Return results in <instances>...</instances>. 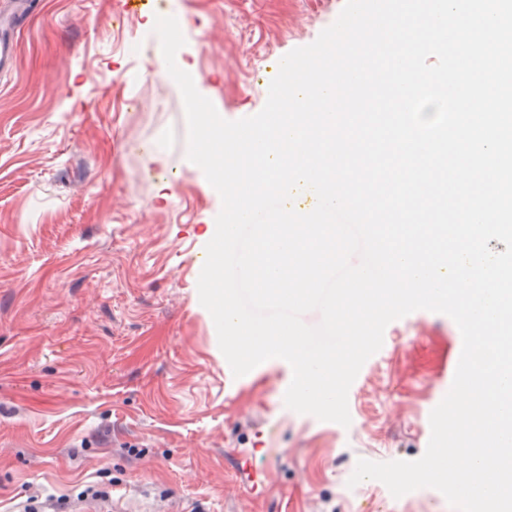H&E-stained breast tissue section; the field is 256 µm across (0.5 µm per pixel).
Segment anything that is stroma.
<instances>
[{
  "instance_id": "1",
  "label": "stroma",
  "mask_w": 512,
  "mask_h": 512,
  "mask_svg": "<svg viewBox=\"0 0 512 512\" xmlns=\"http://www.w3.org/2000/svg\"><path fill=\"white\" fill-rule=\"evenodd\" d=\"M118 0H40L0 75V512L87 486L162 512H453L347 482L358 460L420 458L462 343L448 316L390 323L348 393L349 426L286 407L291 366L234 377L201 305L198 256L221 210L186 155L180 90ZM345 0H175L194 73L234 121L265 105L282 54ZM136 43L138 54L125 46ZM161 147L177 182L161 195ZM265 472L258 491L240 460Z\"/></svg>"
}]
</instances>
